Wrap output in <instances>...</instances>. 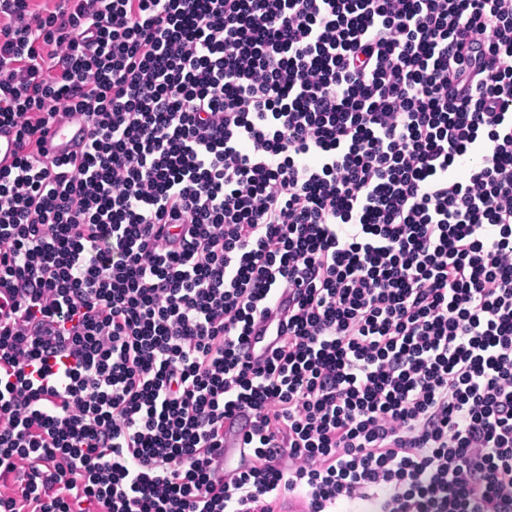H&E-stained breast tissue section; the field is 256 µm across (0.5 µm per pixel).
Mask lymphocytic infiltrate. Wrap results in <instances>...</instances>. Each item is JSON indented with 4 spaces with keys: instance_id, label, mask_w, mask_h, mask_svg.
Returning <instances> with one entry per match:
<instances>
[{
    "instance_id": "1",
    "label": "lymphocytic infiltrate",
    "mask_w": 512,
    "mask_h": 512,
    "mask_svg": "<svg viewBox=\"0 0 512 512\" xmlns=\"http://www.w3.org/2000/svg\"><path fill=\"white\" fill-rule=\"evenodd\" d=\"M4 126L0 512H512V0H0ZM88 141V127L85 119L71 115L59 121L47 137L46 149L53 156L80 151Z\"/></svg>"
}]
</instances>
